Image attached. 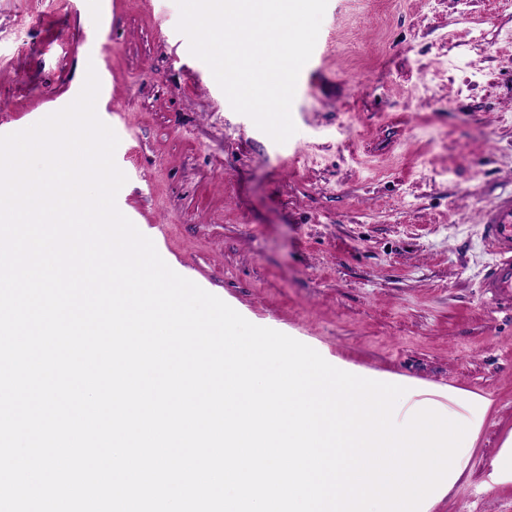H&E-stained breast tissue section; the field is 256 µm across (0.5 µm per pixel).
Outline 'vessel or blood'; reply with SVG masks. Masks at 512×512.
<instances>
[{"instance_id":"vessel-or-blood-1","label":"vessel or blood","mask_w":512,"mask_h":512,"mask_svg":"<svg viewBox=\"0 0 512 512\" xmlns=\"http://www.w3.org/2000/svg\"><path fill=\"white\" fill-rule=\"evenodd\" d=\"M482 236L495 261L482 286L490 299H512V195L485 211L480 219Z\"/></svg>"}]
</instances>
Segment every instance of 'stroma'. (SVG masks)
Instances as JSON below:
<instances>
[{
  "mask_svg": "<svg viewBox=\"0 0 512 512\" xmlns=\"http://www.w3.org/2000/svg\"><path fill=\"white\" fill-rule=\"evenodd\" d=\"M328 0L275 143L177 32L175 0H0V135L79 94L130 150L120 211L251 323L439 409L490 406L428 512H512V307L481 212L512 194V0ZM490 477L492 481L497 483L512 482V439L506 441L493 464Z\"/></svg>",
  "mask_w": 512,
  "mask_h": 512,
  "instance_id": "stroma-1",
  "label": "stroma"
}]
</instances>
